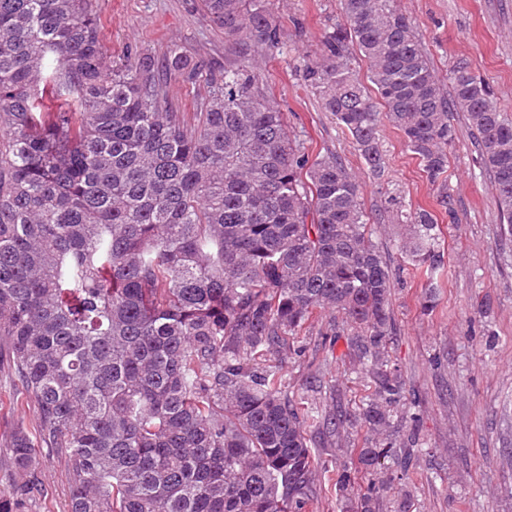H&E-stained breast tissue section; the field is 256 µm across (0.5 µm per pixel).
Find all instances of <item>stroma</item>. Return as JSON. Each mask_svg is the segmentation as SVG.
I'll use <instances>...</instances> for the list:
<instances>
[{
  "label": "stroma",
  "mask_w": 512,
  "mask_h": 512,
  "mask_svg": "<svg viewBox=\"0 0 512 512\" xmlns=\"http://www.w3.org/2000/svg\"><path fill=\"white\" fill-rule=\"evenodd\" d=\"M104 43L113 60L139 50L163 58L178 46L193 61L222 70L224 33L203 18L197 0H95ZM415 23L440 82L448 70L467 63L490 84L498 104L512 114V0H394ZM283 32L279 53L264 70L270 91L288 116L291 136L309 158L335 155L362 184L361 203L373 242L393 274L395 331L388 357L400 365L418 401L416 423L401 436L421 453L402 483L383 493L385 512L409 497V512H512V233L500 222L492 176L463 115H455L454 145L441 187H432L402 134L382 125L380 147L386 170L367 177L350 136L325 112L307 87L306 61L323 53L325 35L340 19L339 0H271ZM447 191L455 218L438 206ZM400 193L408 207L432 211L438 225L436 248L443 255L434 307L424 310L428 288L423 270L401 251L403 225L386 202ZM333 313L315 309L299 343L305 352L288 366L292 386H300L310 363L322 366L318 405L329 411V394L341 390L352 411L372 399L375 380L354 362L345 340L323 342ZM15 385L9 361L0 362V489L10 488L9 435L19 425L34 427V404H10ZM376 436L364 426L347 429L342 442L316 449L318 500L312 512H340L333 470L353 462ZM38 476L48 494L27 500L23 512H68L69 484L63 461L49 449L38 452Z\"/></svg>",
  "instance_id": "1"
}]
</instances>
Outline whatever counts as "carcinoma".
Masks as SVG:
<instances>
[{
	"mask_svg": "<svg viewBox=\"0 0 512 512\" xmlns=\"http://www.w3.org/2000/svg\"><path fill=\"white\" fill-rule=\"evenodd\" d=\"M268 4L199 0L231 54L217 74L175 46L162 63L138 50L112 62L93 0H0V340L36 417L10 435L0 512L45 493L42 447L64 461L69 512H309L312 444L359 419L384 441L360 449L362 470L336 466L343 512H380L377 471L406 478L419 449L389 434L407 400L386 356L389 266L356 177L337 156L309 160L267 94L262 59L282 42ZM340 5L303 78L368 175H384V117L438 183L461 112L512 229V118L490 84L457 63L445 93L393 0ZM172 76L210 85L200 111L172 109ZM436 226L416 210L402 244L431 280ZM316 308L343 314L376 379L358 417L338 395L322 414L290 389Z\"/></svg>",
	"mask_w": 512,
	"mask_h": 512,
	"instance_id": "cac0c4a2",
	"label": "carcinoma"
}]
</instances>
